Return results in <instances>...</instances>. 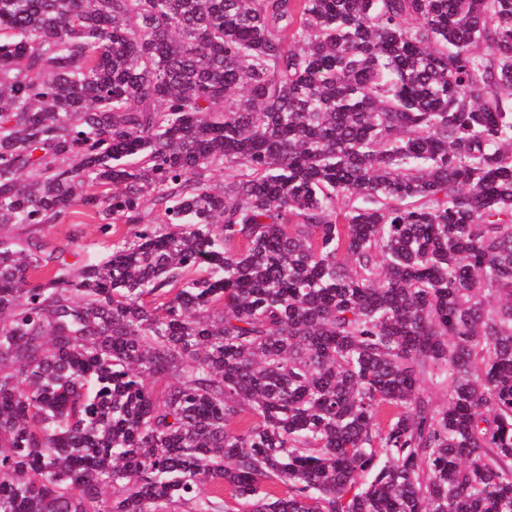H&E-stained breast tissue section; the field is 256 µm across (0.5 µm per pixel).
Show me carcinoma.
Segmentation results:
<instances>
[{"label": "carcinoma", "mask_w": 512, "mask_h": 512, "mask_svg": "<svg viewBox=\"0 0 512 512\" xmlns=\"http://www.w3.org/2000/svg\"><path fill=\"white\" fill-rule=\"evenodd\" d=\"M0 512H512V0H0ZM82 231L78 240L76 241L75 251L84 259L91 261L97 259L106 252V247L102 244L96 229L93 224H79L77 227Z\"/></svg>", "instance_id": "obj_1"}]
</instances>
